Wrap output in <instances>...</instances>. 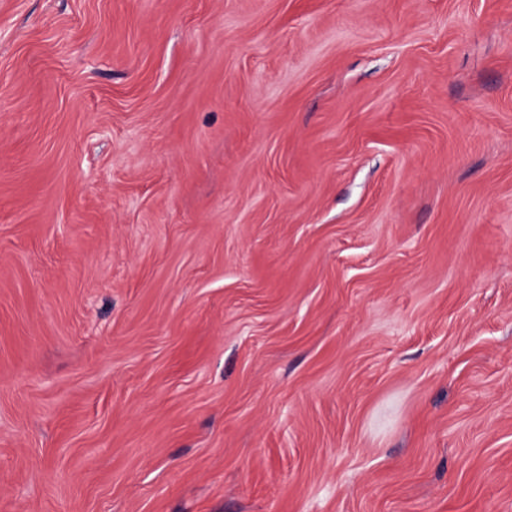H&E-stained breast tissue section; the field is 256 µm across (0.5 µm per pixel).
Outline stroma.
Segmentation results:
<instances>
[{"label": "stroma", "mask_w": 512, "mask_h": 512, "mask_svg": "<svg viewBox=\"0 0 512 512\" xmlns=\"http://www.w3.org/2000/svg\"><path fill=\"white\" fill-rule=\"evenodd\" d=\"M0 512H512V0H0Z\"/></svg>", "instance_id": "1"}]
</instances>
